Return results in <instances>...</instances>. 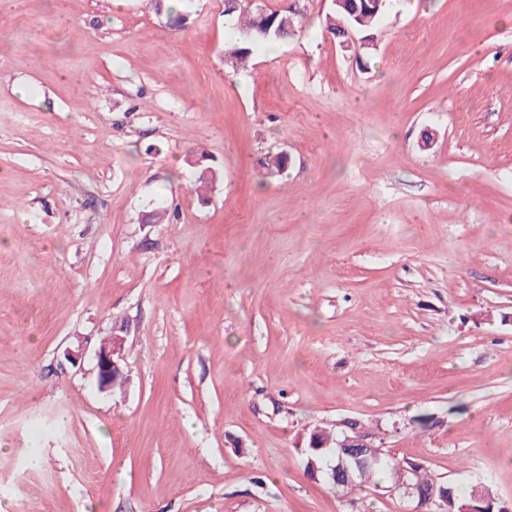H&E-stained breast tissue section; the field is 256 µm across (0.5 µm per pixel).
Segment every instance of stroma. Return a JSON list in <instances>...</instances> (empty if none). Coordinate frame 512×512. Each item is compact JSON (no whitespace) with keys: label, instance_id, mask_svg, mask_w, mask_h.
<instances>
[{"label":"stroma","instance_id":"35a3bbf8","mask_svg":"<svg viewBox=\"0 0 512 512\" xmlns=\"http://www.w3.org/2000/svg\"><path fill=\"white\" fill-rule=\"evenodd\" d=\"M255 2L296 32L240 70L224 0H0V512H413L308 468L351 424L512 512V0L364 57ZM122 342V337L112 336L103 341L95 353V369L97 371L98 385L102 391H108L112 387L121 385L123 377L117 379L115 385L114 382L116 377L122 373Z\"/></svg>","mask_w":512,"mask_h":512}]
</instances>
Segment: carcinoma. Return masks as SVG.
<instances>
[{
  "mask_svg": "<svg viewBox=\"0 0 512 512\" xmlns=\"http://www.w3.org/2000/svg\"><path fill=\"white\" fill-rule=\"evenodd\" d=\"M225 15L233 22L234 41L225 46V56L234 66L245 63L252 55L253 50L267 43L284 40L295 31L294 18L288 12H247L242 0H225ZM381 14L366 11L361 6V0H344V3L334 7L327 16L328 30L338 38L345 36V29L371 32L375 29ZM307 460H314L324 469V473L331 471L335 465L336 443L335 438L324 436V432L309 436L308 447L304 448ZM411 470L410 484L415 487H429L433 484L442 486L430 478L425 468L417 463H401L391 458L382 457V460L371 466L349 469L346 489L362 487L371 483L378 475L387 477L389 486H394L396 475L404 470ZM448 494L438 498L439 507L444 512H463L465 509H474L476 512H495L496 498L489 487L480 485L461 497L455 488L446 485Z\"/></svg>",
  "mask_w": 512,
  "mask_h": 512,
  "instance_id": "obj_1",
  "label": "carcinoma"
}]
</instances>
